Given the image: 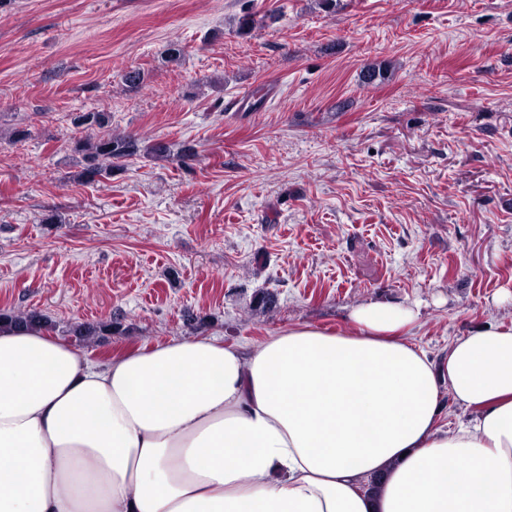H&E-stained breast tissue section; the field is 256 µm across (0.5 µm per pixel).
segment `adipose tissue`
I'll list each match as a JSON object with an SVG mask.
<instances>
[{"instance_id":"obj_1","label":"adipose tissue","mask_w":512,"mask_h":512,"mask_svg":"<svg viewBox=\"0 0 512 512\" xmlns=\"http://www.w3.org/2000/svg\"><path fill=\"white\" fill-rule=\"evenodd\" d=\"M418 319L372 300L100 360L2 319L0 512H512V327L435 360Z\"/></svg>"}]
</instances>
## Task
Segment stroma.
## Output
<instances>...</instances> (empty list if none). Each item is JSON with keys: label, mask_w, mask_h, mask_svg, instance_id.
Returning <instances> with one entry per match:
<instances>
[{"label": "stroma", "mask_w": 512, "mask_h": 512, "mask_svg": "<svg viewBox=\"0 0 512 512\" xmlns=\"http://www.w3.org/2000/svg\"><path fill=\"white\" fill-rule=\"evenodd\" d=\"M103 131L193 155L88 183ZM504 288L512 0H0V311L97 356L413 302L437 359Z\"/></svg>", "instance_id": "1"}]
</instances>
